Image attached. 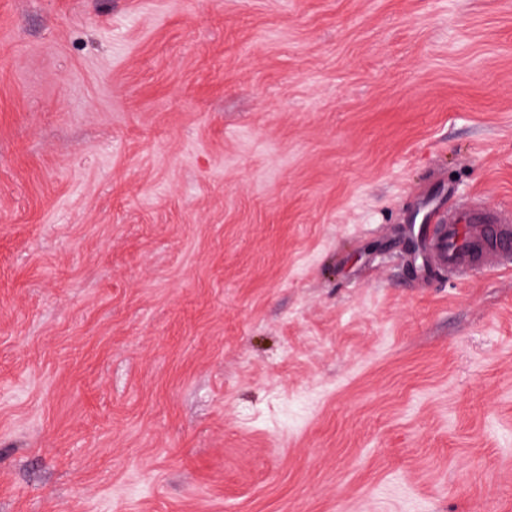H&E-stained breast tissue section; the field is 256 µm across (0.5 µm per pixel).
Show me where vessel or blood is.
Instances as JSON below:
<instances>
[{"instance_id": "b4317fda", "label": "vessel or blood", "mask_w": 512, "mask_h": 512, "mask_svg": "<svg viewBox=\"0 0 512 512\" xmlns=\"http://www.w3.org/2000/svg\"><path fill=\"white\" fill-rule=\"evenodd\" d=\"M447 194L439 181L420 198L427 216L421 246L429 263L452 280L512 265V210L479 202L450 207Z\"/></svg>"}]
</instances>
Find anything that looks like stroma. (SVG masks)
I'll list each match as a JSON object with an SVG mask.
<instances>
[{
	"label": "stroma",
	"mask_w": 512,
	"mask_h": 512,
	"mask_svg": "<svg viewBox=\"0 0 512 512\" xmlns=\"http://www.w3.org/2000/svg\"><path fill=\"white\" fill-rule=\"evenodd\" d=\"M512 0H0V512H512ZM448 185L436 181L423 194L420 205L427 216L421 247L429 263L464 280L483 271L512 264V210L491 208L480 202L448 208Z\"/></svg>",
	"instance_id": "35a3bbf8"
}]
</instances>
